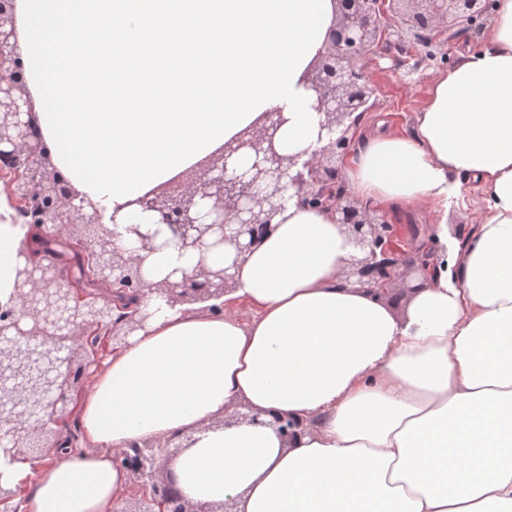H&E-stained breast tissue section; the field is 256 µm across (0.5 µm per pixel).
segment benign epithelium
<instances>
[{
	"label": "benign epithelium",
	"mask_w": 512,
	"mask_h": 512,
	"mask_svg": "<svg viewBox=\"0 0 512 512\" xmlns=\"http://www.w3.org/2000/svg\"><path fill=\"white\" fill-rule=\"evenodd\" d=\"M493 5V0H335L327 46L306 83L323 116L324 145L304 161L283 154L277 135L287 119L276 109L224 152L134 200L155 226L144 232L138 224L125 225L124 233L135 236L141 249L155 250L161 236L162 245L196 258L180 278L146 284L143 257L112 246L121 233L106 226L103 212L49 161L13 51L15 0H0V166L10 171L5 185L14 205L31 217L29 227L68 240L112 293L135 288L172 307L213 300V311L224 309L220 299L234 287L235 274L229 266L212 264L210 254L228 244L236 260H243L274 230L292 185L298 206L336 213L354 248L345 283L391 298L393 286L411 273L431 278L436 257L422 249L404 258L400 225L359 201L344 181L341 168L354 145L349 132L374 105L368 68L412 44L426 48L421 61L435 60L430 48L444 49L455 38L475 39ZM242 149L254 155L246 177L229 163ZM149 317L140 305L126 308L108 295L92 298L80 280L26 256L18 287L0 303V463L37 467L56 447L59 432L74 425L76 397L93 370ZM178 451L167 444L118 451L116 459L135 485L134 493L121 499V512H234L228 500L220 506L190 503L172 480L161 478L159 458ZM23 494L0 483V512H10Z\"/></svg>",
	"instance_id": "benign-epithelium-1"
}]
</instances>
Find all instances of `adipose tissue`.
Returning <instances> with one entry per match:
<instances>
[{
	"mask_svg": "<svg viewBox=\"0 0 512 512\" xmlns=\"http://www.w3.org/2000/svg\"><path fill=\"white\" fill-rule=\"evenodd\" d=\"M333 0H16L17 52L55 167L118 221L131 206L282 110L288 155L318 145L305 79ZM479 49L437 72L406 135L379 120L344 162L389 214L437 207L433 282L403 307L343 287L352 254L328 210L289 205L246 256L223 312L150 300L151 318L78 401L81 445L0 481L22 512H118L113 455L173 440L187 501L236 512H512V0ZM476 229L449 244L463 183ZM0 184V298L33 240ZM247 307L241 320L238 307ZM245 405L256 424L227 415ZM307 419L284 441L274 416Z\"/></svg>",
	"mask_w": 512,
	"mask_h": 512,
	"instance_id": "obj_1",
	"label": "adipose tissue"
}]
</instances>
